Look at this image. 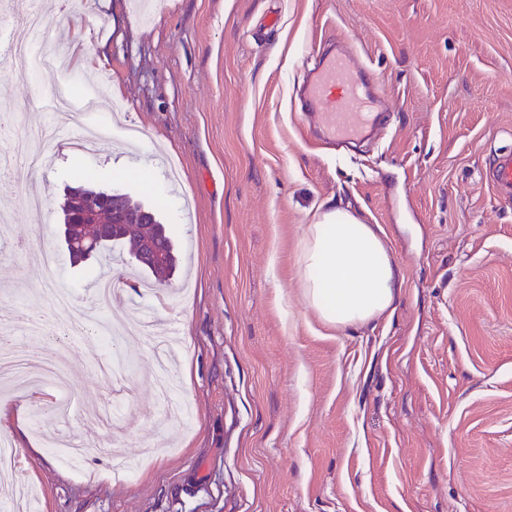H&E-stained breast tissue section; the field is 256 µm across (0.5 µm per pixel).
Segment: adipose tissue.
Masks as SVG:
<instances>
[{
    "mask_svg": "<svg viewBox=\"0 0 512 512\" xmlns=\"http://www.w3.org/2000/svg\"><path fill=\"white\" fill-rule=\"evenodd\" d=\"M300 280L307 304L332 329L390 312L404 285L378 225L338 207L320 211L306 226Z\"/></svg>",
    "mask_w": 512,
    "mask_h": 512,
    "instance_id": "adipose-tissue-1",
    "label": "adipose tissue"
}]
</instances>
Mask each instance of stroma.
<instances>
[{"label": "stroma", "instance_id": "1", "mask_svg": "<svg viewBox=\"0 0 512 512\" xmlns=\"http://www.w3.org/2000/svg\"><path fill=\"white\" fill-rule=\"evenodd\" d=\"M45 37L67 63L0 74L11 121L43 126L37 97L60 88L103 95L96 151L57 136L51 167L0 178V255L26 239L46 258L0 262V323L23 347L69 349L67 409L51 386L22 391L7 433L34 512H512V194L486 178L512 152V0H68ZM341 38L379 126L336 147L301 89ZM80 180L165 202L182 258L169 301L135 288L124 307L179 328L170 378L190 426L158 415L140 336L25 334L19 305L52 321L45 288L82 302L97 272L60 242ZM336 206L379 225L404 286L391 315L332 330L300 258ZM107 397L126 421L102 453ZM39 423L94 455L65 468Z\"/></svg>", "mask_w": 512, "mask_h": 512}]
</instances>
